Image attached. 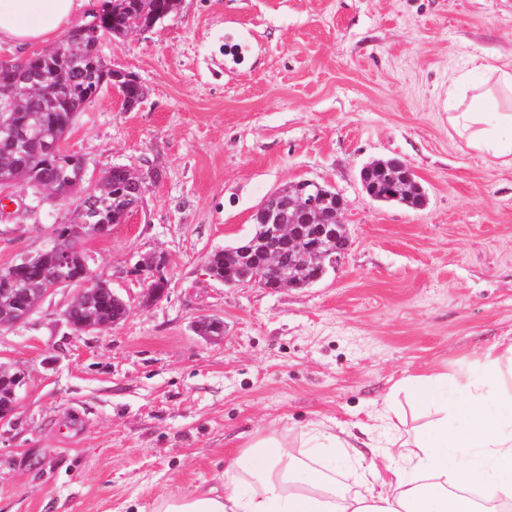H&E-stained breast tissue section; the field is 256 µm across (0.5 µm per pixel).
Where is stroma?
Wrapping results in <instances>:
<instances>
[{"instance_id":"1","label":"stroma","mask_w":512,"mask_h":512,"mask_svg":"<svg viewBox=\"0 0 512 512\" xmlns=\"http://www.w3.org/2000/svg\"><path fill=\"white\" fill-rule=\"evenodd\" d=\"M107 62L146 85L125 110L104 91L63 146L89 178L160 169L142 209L88 243L93 275L125 320L77 333L61 288L0 331L23 372L0 424V512H152L162 494L224 481L229 454L272 430L317 423L385 446V402L416 416L400 380L477 372L512 344V167L468 150L448 124V83L471 59L512 64V0H181L150 32L105 39ZM396 157L429 194L413 210L372 201L360 170ZM343 194L350 246L310 288L205 278L214 249L251 231L272 191L300 179ZM0 196V268L42 252L73 205ZM166 257L147 301L136 262ZM211 317L224 335H196Z\"/></svg>"}]
</instances>
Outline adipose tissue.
Returning <instances> with one entry per match:
<instances>
[{"label": "adipose tissue", "instance_id": "ef3b65f1", "mask_svg": "<svg viewBox=\"0 0 512 512\" xmlns=\"http://www.w3.org/2000/svg\"><path fill=\"white\" fill-rule=\"evenodd\" d=\"M89 0H0V47L54 41L86 21ZM479 78L452 82L448 124L465 146L512 166V67L474 58ZM424 424L398 434L344 481L318 467L350 443L311 428L300 444L272 431L247 441L223 488L162 495L153 512H498L512 504V344L483 353L477 375L432 369L411 379Z\"/></svg>", "mask_w": 512, "mask_h": 512}]
</instances>
